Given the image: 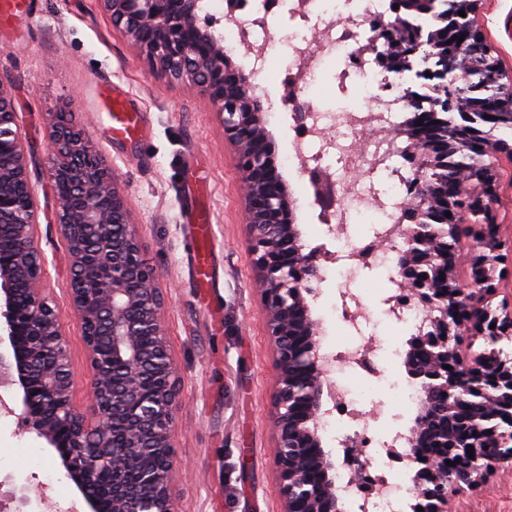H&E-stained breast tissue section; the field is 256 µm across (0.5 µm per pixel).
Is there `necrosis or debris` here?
<instances>
[{
	"label": "necrosis or debris",
	"instance_id": "necrosis-or-debris-1",
	"mask_svg": "<svg viewBox=\"0 0 512 512\" xmlns=\"http://www.w3.org/2000/svg\"><path fill=\"white\" fill-rule=\"evenodd\" d=\"M200 4L202 13L210 17L233 13V21L224 26V51L246 49L260 91L266 88L265 73L279 41L275 21L281 8H288L290 17L301 23V30L288 38V63L280 73L290 91L293 115V147L284 164L304 178L315 170L338 175L336 206L320 218L335 241L334 249L324 253L321 284H336V317L342 330L357 331L373 322L374 312L362 290L354 286L356 275L366 268L386 269L393 284L386 315L410 335L427 331L430 310L407 299L397 285L392 246L403 240L398 220L416 189L412 167L394 152L393 142L410 113L429 108L438 79L427 77L425 65L418 61L392 78L378 67L374 52L359 53V46L367 48L375 37L372 21L386 24L391 19L382 0H235L231 5L226 0H200ZM340 14L345 15V23L337 22ZM331 59L340 80L352 83L356 91L352 106L340 112L321 111L309 93ZM365 132L372 135L366 146L360 143ZM321 284L314 287L313 300L321 299ZM322 353L336 401L320 415L319 430L339 448L360 447L380 481L375 491L368 492L362 482L338 473L341 512H403L415 487L404 469L384 458L382 451L407 447L409 433L399 428L385 434L362 412L364 402L372 398L374 374L398 364L401 348L380 349L372 361L350 346H328Z\"/></svg>",
	"mask_w": 512,
	"mask_h": 512
}]
</instances>
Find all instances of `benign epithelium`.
Wrapping results in <instances>:
<instances>
[{
  "instance_id": "1",
  "label": "benign epithelium",
  "mask_w": 512,
  "mask_h": 512,
  "mask_svg": "<svg viewBox=\"0 0 512 512\" xmlns=\"http://www.w3.org/2000/svg\"><path fill=\"white\" fill-rule=\"evenodd\" d=\"M112 19L147 63L176 81L199 86L222 115L224 138L237 147V167L252 188L248 218L251 251L263 278V306L274 344L276 391L273 408L279 438L273 449L283 512H339L333 472L336 463L321 447L315 420L331 393L320 364L318 324L306 302V285L316 279V256L304 252L296 215L286 188L276 183L271 147L260 98L251 94L245 73L224 54L223 42L195 16L196 0H102ZM17 112L0 82V388L13 391L10 414L20 418L53 448L74 482L88 512H180L177 482L181 465L172 438L180 406L181 381L171 353L166 297L143 258L140 236L112 165L87 137L78 113L62 106L48 113L51 187L56 225L66 244L69 307L78 319L93 375L87 408L72 403L73 367L55 303L42 274L45 258L38 245L36 202L29 186L27 149L16 130ZM496 178L487 173L472 199L496 223ZM474 239L472 284H490L487 265L498 254V235L469 227ZM446 259L436 243L415 259L398 255L406 284L425 281L436 262ZM477 331L450 310L431 343V367L411 357L408 368L422 378L438 379L448 400L470 390L469 361L459 351L462 338ZM451 369H445V366ZM482 370L494 384L497 414L512 417V366L490 350ZM425 424L415 420L409 448L399 454L420 465L418 497L424 512H448V497L478 486L481 470L455 433L432 452L418 447ZM476 431L473 455L482 442L512 436L485 429L479 418L460 424ZM151 454L157 464L138 470L136 460ZM453 465H446V461ZM32 503L27 486L0 479V507L26 512Z\"/></svg>"
}]
</instances>
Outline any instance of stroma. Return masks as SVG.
<instances>
[{
    "instance_id": "1",
    "label": "stroma",
    "mask_w": 512,
    "mask_h": 512,
    "mask_svg": "<svg viewBox=\"0 0 512 512\" xmlns=\"http://www.w3.org/2000/svg\"><path fill=\"white\" fill-rule=\"evenodd\" d=\"M476 19L486 44L512 75V0H481ZM0 82L12 93L28 148L44 281L69 338L74 404L85 406L93 377L68 305L67 254L54 223L49 178L46 118L65 101L80 112L99 151L120 174L144 258L168 295L166 320L182 381L173 429L183 462L182 512H282L273 462L276 372L262 276L250 252L249 189L218 112L198 88L153 71L113 27L99 0H37L34 14L0 32ZM99 87L130 97L143 115V138H112L106 114L94 109ZM497 178L495 216L503 248L499 293L490 299L495 308L512 295V160L506 156L498 158ZM200 215L208 218L202 240ZM201 243L211 258L206 283L195 261ZM317 321L320 341L360 346L369 356L375 345L407 340L382 319L360 336L337 335L335 313ZM64 473L34 430L18 416H0V478L9 475L17 484L40 487L48 476H61L56 495L65 504L77 489ZM448 512H512V462L486 467L476 490L450 496Z\"/></svg>"
}]
</instances>
